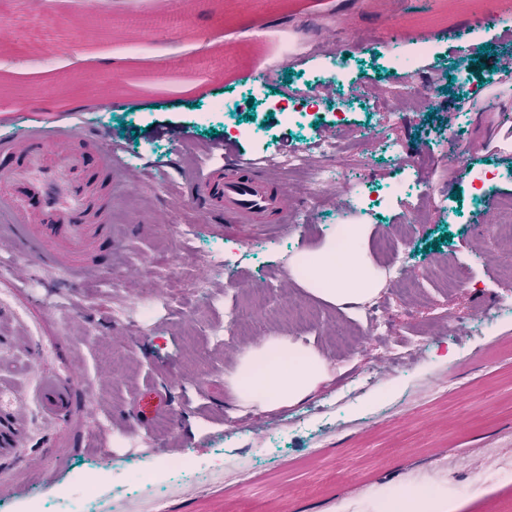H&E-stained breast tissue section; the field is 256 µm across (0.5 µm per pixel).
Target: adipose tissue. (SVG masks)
I'll return each mask as SVG.
<instances>
[{"label":"adipose tissue","instance_id":"ef3b65f1","mask_svg":"<svg viewBox=\"0 0 512 512\" xmlns=\"http://www.w3.org/2000/svg\"><path fill=\"white\" fill-rule=\"evenodd\" d=\"M369 224H340L314 249L297 252L290 276L315 299L347 312L376 297L384 283L372 261ZM333 374L325 355L290 336L270 335L245 347L228 377L237 410L262 412L293 408L323 386Z\"/></svg>","mask_w":512,"mask_h":512}]
</instances>
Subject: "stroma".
I'll return each instance as SVG.
<instances>
[{
	"label": "stroma",
	"mask_w": 512,
	"mask_h": 512,
	"mask_svg": "<svg viewBox=\"0 0 512 512\" xmlns=\"http://www.w3.org/2000/svg\"><path fill=\"white\" fill-rule=\"evenodd\" d=\"M115 18L134 28L88 25L83 0H53L59 23L46 35L25 31L18 0L0 16V134L23 125L57 134L91 125L115 149L112 222L122 246L110 265L66 278L52 266L14 272L0 251V512H55L58 492L83 474L106 473L100 489L141 483L158 512H377L381 496L404 485L436 483L464 512H512V480H474L466 463L446 458L491 448L512 435V278L487 256L511 251L491 233L498 208L512 199V136L494 113L472 109L494 97L512 113V85L495 66L512 39L494 27L501 0H401L407 44L434 40L415 79L387 67L385 0H184V27L158 18L157 0H110ZM349 21L336 36L344 55L304 58L277 73L255 99L239 73L203 64L177 69L183 55L239 58L259 65L284 38L317 40L321 24ZM470 23L467 42L433 38L454 20ZM369 31L354 42L351 31ZM74 45L69 56L61 45ZM123 104L77 112L111 82ZM172 69L154 81L157 69ZM413 81L427 105L402 108L389 91ZM302 108L288 122L274 105ZM339 152L322 154L321 137ZM403 146L416 187L382 206L370 239L386 271L379 297L351 314L331 309L292 281L294 252L319 246L330 229L357 223L335 198L314 203L307 185L287 182L292 213L305 223L197 221L184 193L192 172L224 162L225 146L245 158L299 151L312 164L343 168L371 190L400 179L380 141ZM192 235L182 236L183 225ZM464 277L448 288L442 272ZM466 324L463 335L452 326ZM312 340L338 375L303 404L236 417L226 377L254 334ZM457 352L434 361L435 345ZM406 350L397 363L393 349ZM148 386L166 399L139 422L135 400ZM190 453L196 464L247 456L249 484L215 480L203 494L173 493L164 472L145 475L154 448ZM46 455L33 480L23 454Z\"/></svg>",
	"instance_id": "35a3bbf8"
}]
</instances>
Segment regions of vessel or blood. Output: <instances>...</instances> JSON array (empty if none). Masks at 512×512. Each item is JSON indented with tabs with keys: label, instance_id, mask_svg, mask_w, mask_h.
<instances>
[{
	"label": "vessel or blood",
	"instance_id": "b4317fda",
	"mask_svg": "<svg viewBox=\"0 0 512 512\" xmlns=\"http://www.w3.org/2000/svg\"><path fill=\"white\" fill-rule=\"evenodd\" d=\"M84 139L78 132L46 139L26 129L0 137V213L10 217L18 254L66 274L110 263L118 237L111 200L96 198L113 181L112 155L87 167ZM193 188L204 200V223L218 215L258 224L288 209L286 192L243 161L228 173L215 168L194 177Z\"/></svg>",
	"mask_w": 512,
	"mask_h": 512
}]
</instances>
